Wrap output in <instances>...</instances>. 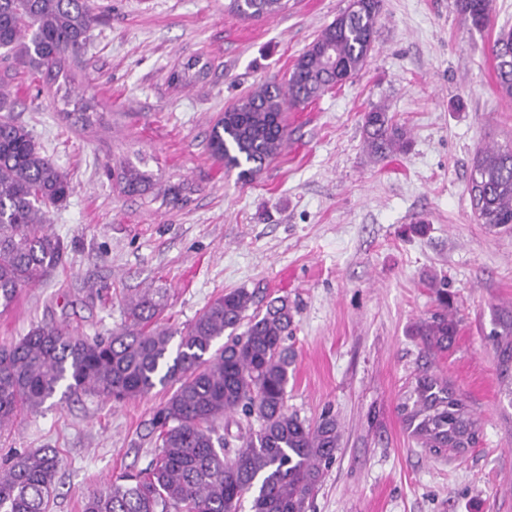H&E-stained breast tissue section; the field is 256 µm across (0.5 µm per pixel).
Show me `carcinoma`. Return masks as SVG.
<instances>
[{"instance_id":"cac0c4a2","label":"carcinoma","mask_w":512,"mask_h":512,"mask_svg":"<svg viewBox=\"0 0 512 512\" xmlns=\"http://www.w3.org/2000/svg\"><path fill=\"white\" fill-rule=\"evenodd\" d=\"M286 0H228L241 17L271 18ZM382 0H350L296 59L285 85L266 82L229 106L212 126L209 148L238 180L254 181L288 141L283 114L320 97L355 75L373 49ZM464 24L481 30L492 0H457ZM95 15L88 0H0V51L53 84L64 62L84 50ZM500 92L512 97V29H501L491 46ZM368 153L381 157L406 147L407 130L385 107L363 115ZM124 189L143 195L149 176L131 163L120 173ZM478 189L480 224H512V146H493L473 160L467 190ZM75 187L13 115L0 89V308L35 285L62 260L64 246L49 231V208ZM440 310L416 328L426 348L446 353L457 336L448 314V283H430ZM253 295L240 288L211 302L179 332L151 326L158 304L145 292L125 302L126 324L109 336L89 338L54 325L31 327L0 345V431L24 410L41 406L68 379L73 393L115 402L143 397L156 383L175 386L154 412L159 453L150 467L125 474L88 494L82 512H238L252 494V512H307L336 458L341 432L328 411L310 423L288 411L292 355L285 344L294 323L288 300L246 315ZM246 325L244 332L236 330ZM228 336L224 346L214 342ZM500 374L512 371V307L493 315L487 335ZM255 417V431L239 437L234 455L215 422L237 411ZM410 435L436 457H455L475 443L480 426L463 396L446 379L424 372L400 405ZM58 454L53 448L17 453L0 463V512H46Z\"/></svg>"}]
</instances>
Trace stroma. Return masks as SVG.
<instances>
[{"instance_id": "35a3bbf8", "label": "stroma", "mask_w": 512, "mask_h": 512, "mask_svg": "<svg viewBox=\"0 0 512 512\" xmlns=\"http://www.w3.org/2000/svg\"><path fill=\"white\" fill-rule=\"evenodd\" d=\"M349 0H288L248 19L224 0H90V41L67 63L61 94L90 89L101 122L84 129L48 97L42 76L0 59V88L18 119L72 181L50 209L61 264L0 312V345L34 324L105 336L125 323L126 297L151 291L156 325L189 324L212 300L243 288L253 312L287 298V406L341 427L336 459L310 512H512V399L485 335L512 305V229L478 223L467 180L480 149L512 142V98L489 52L512 27V0L493 23L463 26L455 0H384L366 65L341 86L288 110V142L249 185L208 147L226 106L294 62ZM206 69L177 84L188 59ZM387 107L408 147L372 158L362 116ZM132 162L186 201L123 193L110 169ZM448 282L454 346L427 351L415 328L435 309L431 278ZM447 377L481 422L475 447L447 460L420 448L398 411L413 375ZM156 386L120 403L59 386L0 431V459L54 448L47 512H81L91 491L148 467L152 425L169 395Z\"/></svg>"}]
</instances>
